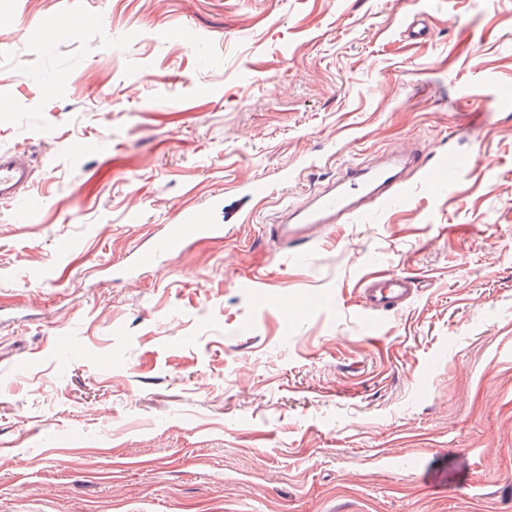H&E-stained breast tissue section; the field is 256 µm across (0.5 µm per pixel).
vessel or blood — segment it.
Wrapping results in <instances>:
<instances>
[{"label":"vessel or blood","instance_id":"1","mask_svg":"<svg viewBox=\"0 0 512 512\" xmlns=\"http://www.w3.org/2000/svg\"><path fill=\"white\" fill-rule=\"evenodd\" d=\"M418 154L393 158L383 166L348 169L338 186L313 194L308 205L290 212L287 223L274 224L269 237L278 243H306L311 232L323 224H334L363 211L365 206L384 204L407 191L405 170H423ZM33 170L23 154L0 152V202L11 203L31 186ZM224 227L213 224L192 210L184 211L178 222L169 225L160 246L151 252L137 254L128 264V273L153 266L163 258L179 254L192 240L223 236ZM365 309L387 313L402 307L414 294L411 277L386 273L368 277L362 288Z\"/></svg>","mask_w":512,"mask_h":512}]
</instances>
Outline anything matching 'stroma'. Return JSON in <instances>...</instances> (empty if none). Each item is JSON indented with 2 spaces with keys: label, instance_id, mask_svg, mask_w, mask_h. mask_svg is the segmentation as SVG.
Listing matches in <instances>:
<instances>
[{
  "label": "stroma",
  "instance_id": "obj_1",
  "mask_svg": "<svg viewBox=\"0 0 512 512\" xmlns=\"http://www.w3.org/2000/svg\"><path fill=\"white\" fill-rule=\"evenodd\" d=\"M0 14V151L34 169L0 204V512H512V0ZM412 152L466 167L270 240ZM195 208L223 237L113 277ZM380 272L417 291L371 321Z\"/></svg>",
  "mask_w": 512,
  "mask_h": 512
}]
</instances>
